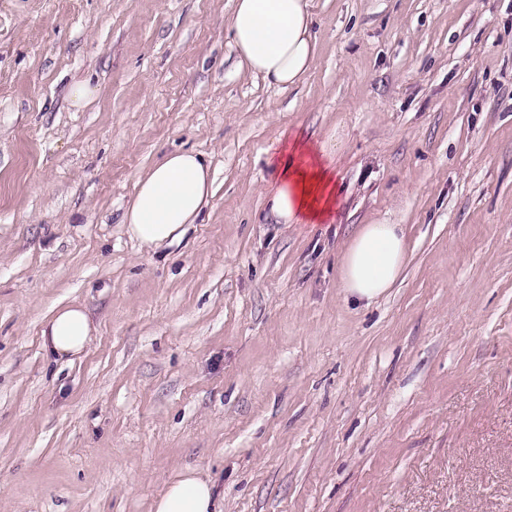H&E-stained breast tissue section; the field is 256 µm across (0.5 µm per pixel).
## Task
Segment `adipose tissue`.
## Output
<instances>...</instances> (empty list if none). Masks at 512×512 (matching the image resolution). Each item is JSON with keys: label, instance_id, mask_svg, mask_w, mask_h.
<instances>
[{"label": "adipose tissue", "instance_id": "obj_1", "mask_svg": "<svg viewBox=\"0 0 512 512\" xmlns=\"http://www.w3.org/2000/svg\"><path fill=\"white\" fill-rule=\"evenodd\" d=\"M308 0H235L227 20L234 48L253 75L281 89L297 83L318 49ZM212 195V174L196 152L167 155L137 183L123 220L131 238L153 248L178 239L195 223ZM283 224H321L336 208V174L315 157L289 160L267 197ZM406 262L402 225L375 220L362 225L344 252L341 281L348 294L373 301L398 280ZM96 333L79 305L60 307L43 332L57 356L80 355ZM209 482L192 471L173 481L152 512H217Z\"/></svg>", "mask_w": 512, "mask_h": 512}]
</instances>
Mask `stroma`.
I'll return each mask as SVG.
<instances>
[{
	"mask_svg": "<svg viewBox=\"0 0 512 512\" xmlns=\"http://www.w3.org/2000/svg\"><path fill=\"white\" fill-rule=\"evenodd\" d=\"M310 6L279 90L233 0H0V512H152L188 468L221 512H512V0ZM295 141L328 223L268 214ZM179 149L214 195L140 246L124 210ZM373 220L407 258L366 304L341 262ZM67 304L97 327L71 361ZM97 329L79 305L60 307L43 331L45 347L60 358L73 360L89 345Z\"/></svg>",
	"mask_w": 512,
	"mask_h": 512,
	"instance_id": "obj_1",
	"label": "stroma"
}]
</instances>
